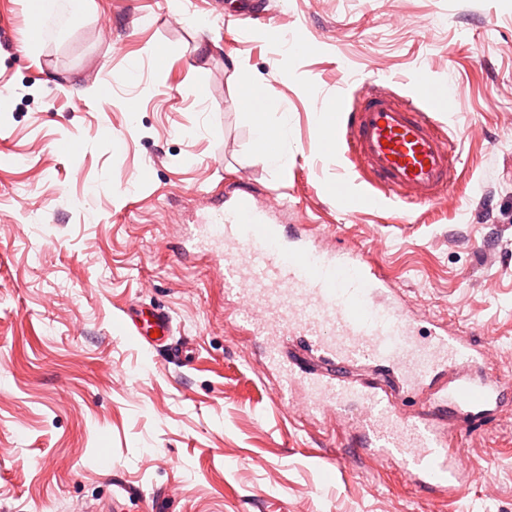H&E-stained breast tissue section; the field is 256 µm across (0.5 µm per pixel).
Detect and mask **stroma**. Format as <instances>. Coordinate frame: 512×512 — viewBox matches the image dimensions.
Segmentation results:
<instances>
[{
	"label": "stroma",
	"mask_w": 512,
	"mask_h": 512,
	"mask_svg": "<svg viewBox=\"0 0 512 512\" xmlns=\"http://www.w3.org/2000/svg\"><path fill=\"white\" fill-rule=\"evenodd\" d=\"M98 2L33 45L24 0H0V512H100L123 487L156 512H512V0H268L258 19L238 0ZM417 77L455 88L431 204L321 149L312 110L386 88L425 111ZM264 86L288 114L284 170L242 105ZM237 194L360 248L422 326L493 350L502 405L453 437L484 481L367 468V435L276 403L282 374L194 239ZM132 303L167 308L181 357L121 332Z\"/></svg>",
	"instance_id": "35a3bbf8"
}]
</instances>
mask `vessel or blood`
<instances>
[{"mask_svg":"<svg viewBox=\"0 0 512 512\" xmlns=\"http://www.w3.org/2000/svg\"><path fill=\"white\" fill-rule=\"evenodd\" d=\"M425 97L429 112L448 111L447 91L429 89ZM429 112L396 94L373 92L348 118V152L386 197L429 202L447 188L455 147ZM199 230L219 249L217 271L226 290L242 299L251 335L265 337L267 356L285 372L286 385L306 389L308 409L332 413L344 431L359 425L372 442L364 453L370 467L394 459L421 485L447 482V439L433 418L405 413L400 398L426 387L433 392L428 405L438 412L489 416L503 398L502 385L486 372H465L478 346L444 330L420 336L414 314L364 252L283 235L249 196L234 197ZM122 330L136 343L158 347L173 335L172 318L165 309L132 304ZM287 339L296 351H284ZM358 367L368 368L367 377L352 376ZM354 402L361 410L353 420Z\"/></svg>","mask_w":512,"mask_h":512,"instance_id":"vessel-or-blood-1","label":"vessel or blood"}]
</instances>
